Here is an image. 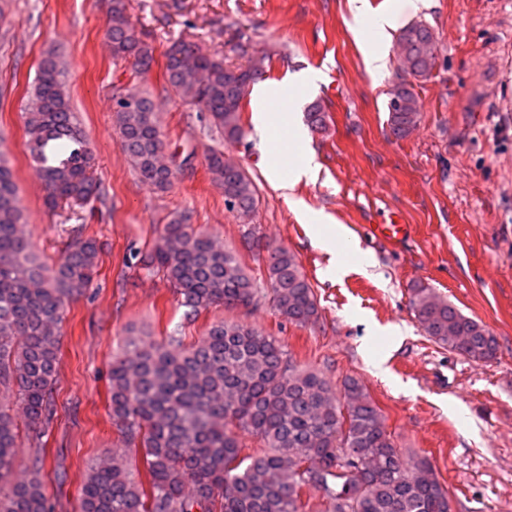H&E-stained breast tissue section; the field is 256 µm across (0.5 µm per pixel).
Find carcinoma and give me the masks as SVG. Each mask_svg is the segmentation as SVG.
Masks as SVG:
<instances>
[{
    "instance_id": "1",
    "label": "carcinoma",
    "mask_w": 512,
    "mask_h": 512,
    "mask_svg": "<svg viewBox=\"0 0 512 512\" xmlns=\"http://www.w3.org/2000/svg\"><path fill=\"white\" fill-rule=\"evenodd\" d=\"M107 37L112 57L133 61L144 74L153 48L136 35L126 0H111ZM405 78L390 93V134L406 137L420 112L413 81L435 67L433 30L411 23L397 37ZM166 81L207 114L228 142L243 135L241 114L251 83L266 73L265 61L245 67L179 40L164 53ZM115 125L139 179L158 190L173 171L161 161L162 132L152 97L140 91L116 96ZM314 130L326 112L314 102L305 112ZM28 141L48 202L87 204L104 196L93 176V155L66 90L63 67L47 55L24 112ZM212 178L224 188L228 208L242 214L255 205V186L238 166L212 152ZM268 288L258 287L239 256L180 217L141 260L180 295L186 316L222 304L253 308L267 301L288 322L319 317L313 288L297 257L285 247H266ZM100 247L93 237L67 244L52 266L34 256L12 170L0 158V385L15 398L30 426L45 432L53 414L52 389L60 367L59 326L71 299L84 294L98 272ZM411 306L425 334L474 362H490L499 342L482 322L463 314L430 289L412 288ZM112 422L123 447L84 475L80 512H307L305 490L317 493L321 512H450L448 489L429 460L397 447L386 417L363 384L346 377L333 385L299 368L280 340L238 321H218L196 343L180 336L160 341L131 337L110 370ZM260 446L247 453L239 432ZM16 423L0 404V512H55L35 458L29 478L11 482ZM140 460L143 473L134 475Z\"/></svg>"
}]
</instances>
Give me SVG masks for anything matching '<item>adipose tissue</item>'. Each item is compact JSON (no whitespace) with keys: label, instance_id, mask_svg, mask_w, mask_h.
I'll use <instances>...</instances> for the list:
<instances>
[{"label":"adipose tissue","instance_id":"1","mask_svg":"<svg viewBox=\"0 0 512 512\" xmlns=\"http://www.w3.org/2000/svg\"><path fill=\"white\" fill-rule=\"evenodd\" d=\"M351 10L353 32L365 65L371 74L383 75L386 56L381 44L387 40L394 26L393 17L387 12H369L365 0H351ZM280 99V87L267 83L257 84L253 90V122L255 129L264 137L268 136L270 129L281 131L282 138L278 147L269 152L266 171L269 180L277 187L290 189L301 180L312 179L317 166L310 153L305 132L295 128L291 113L280 111ZM312 242L315 247L329 253V276H338L346 270L343 255L346 250L354 249L355 244L341 228L332 224L314 225Z\"/></svg>","mask_w":512,"mask_h":512}]
</instances>
